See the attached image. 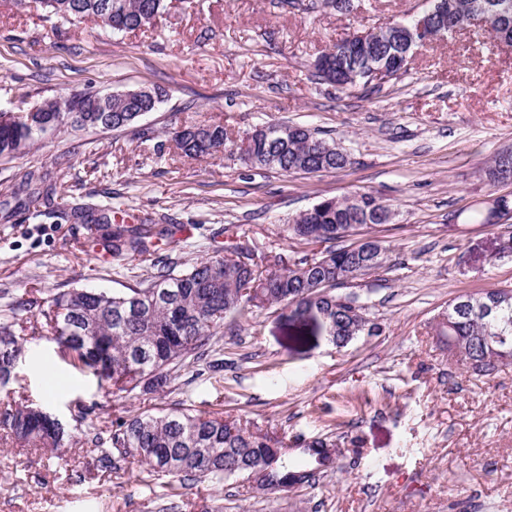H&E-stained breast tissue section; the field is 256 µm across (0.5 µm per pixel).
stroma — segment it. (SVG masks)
I'll list each match as a JSON object with an SVG mask.
<instances>
[{"mask_svg": "<svg viewBox=\"0 0 512 512\" xmlns=\"http://www.w3.org/2000/svg\"><path fill=\"white\" fill-rule=\"evenodd\" d=\"M420 9L421 0H353L348 13L286 0H167L157 25L117 34L45 20L38 0H0V110L86 87L166 91L124 130L62 132L0 161V200L19 169L58 165L79 201L112 195L130 214L159 211L187 226L185 263L244 239L259 255L310 253L286 227L323 198L366 192L395 213L366 230L387 248L386 266L342 288L366 302L372 335L339 348L312 323L299 341L285 313L259 310L227 322L222 371L184 370L167 394L133 399L105 394L52 336H39L24 344L13 390L85 431L180 404L343 448L312 489L225 483L224 512H512V364L468 372L437 336L450 300L512 289V259L500 255L512 219H477L489 201L512 198V181L486 176L512 150V49L488 29L453 32L418 48L407 73L366 97L321 83L313 69L336 40ZM199 122L238 137L303 125L352 163L286 175L226 154L183 157L169 131ZM145 127L153 140L138 138ZM83 236L80 225L22 213L0 223V310L33 291L119 290L130 283L124 270H142L137 260H102ZM99 455L81 442L56 456L0 433V512H159L169 501L165 482L144 467L99 471Z\"/></svg>", "mask_w": 512, "mask_h": 512, "instance_id": "obj_1", "label": "stroma"}]
</instances>
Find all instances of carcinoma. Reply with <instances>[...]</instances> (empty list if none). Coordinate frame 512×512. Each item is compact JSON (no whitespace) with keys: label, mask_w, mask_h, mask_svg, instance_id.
<instances>
[{"label":"carcinoma","mask_w":512,"mask_h":512,"mask_svg":"<svg viewBox=\"0 0 512 512\" xmlns=\"http://www.w3.org/2000/svg\"><path fill=\"white\" fill-rule=\"evenodd\" d=\"M47 18L61 22L94 21L116 31H136L151 26L165 10V0H40ZM424 12L436 17L448 13V28L463 26L476 16L489 19L500 44L512 48V0H424ZM411 17L379 27L367 46L355 45L350 36L333 45L323 58L331 61L328 78L344 84L354 81L362 94L378 92L381 84L370 73V63L385 62L398 78L412 54ZM165 92L155 98H116L110 112H56V101L45 111L20 109L0 122V161L23 158L45 136L63 130L70 134L121 130L143 112L154 111ZM267 127V134L250 148L251 166L275 168L286 174H313L340 170L352 164L350 155L333 140L317 136L306 127ZM179 153L204 158L219 152L235 153L238 139L222 124H201L172 132ZM493 179L512 177V157H495L489 168ZM361 204L350 199H324L301 212L288 225V238L307 245L329 244L321 253L291 262L273 256L255 262L247 246L216 250L182 270L175 262L154 257L171 243L168 217L149 214L128 223L112 201L78 204L72 201L67 182L54 178L53 170L29 167L16 174L10 199L0 202V218L11 221L23 210L37 221L43 216L80 224L87 239L114 257L152 259L151 273L138 276L121 290L73 288L43 300L32 295L0 313V430L21 447L64 452L74 442L72 431L37 407L17 400L9 389L12 373L23 352L26 336L48 331L65 357L77 361L93 375L99 387L130 397L137 393H165L174 373L201 361L208 369L224 365V349L212 338L224 330V321L245 319L259 309L285 307L296 319L309 307L323 315L329 340L346 346L373 328L364 317L366 305L351 294H337L347 284V274L365 257L332 247L351 231L388 224L393 211L369 194ZM273 278L274 288L257 282ZM340 279L325 289L326 279ZM438 335L448 351L476 374L491 375L512 362V289H491L475 297L461 295L448 302V315ZM90 441L102 449L100 461L119 470L134 455L152 476L167 480L171 496L189 483H208L221 494L224 483L241 475H260V487L270 493L297 483L312 488L321 475L334 467L332 455L342 454L328 438H295L298 452L287 451L279 437L236 419L218 414L171 408L158 413L119 417L93 432Z\"/></svg>","instance_id":"obj_1"}]
</instances>
